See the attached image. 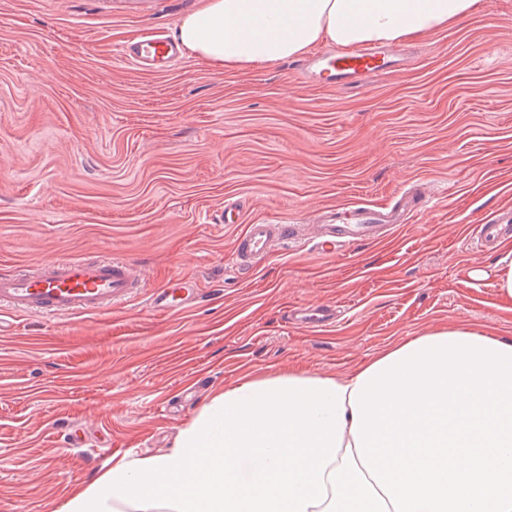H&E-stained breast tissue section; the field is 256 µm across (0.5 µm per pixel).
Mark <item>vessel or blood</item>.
Returning a JSON list of instances; mask_svg holds the SVG:
<instances>
[{
	"label": "vessel or blood",
	"instance_id": "obj_1",
	"mask_svg": "<svg viewBox=\"0 0 512 512\" xmlns=\"http://www.w3.org/2000/svg\"><path fill=\"white\" fill-rule=\"evenodd\" d=\"M179 53V43L162 35L128 43L121 49L127 60L157 67L169 66ZM404 63L402 53L384 46L354 51L336 48L300 64L298 73L304 80L330 87L363 86ZM407 212L402 204L390 209L353 210L350 223L315 225L312 246L326 257L342 255L352 244L378 239L386 227L405 223ZM304 230L301 224L249 225L236 242L232 262L237 270L250 271L275 249L301 242ZM141 286L137 268L124 259H55L34 272L0 273V303H7L19 314H96L132 298ZM199 298L194 280L173 277L148 294L147 306L153 313L173 315L186 311Z\"/></svg>",
	"mask_w": 512,
	"mask_h": 512
}]
</instances>
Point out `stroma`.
<instances>
[{"instance_id":"1","label":"stroma","mask_w":512,"mask_h":512,"mask_svg":"<svg viewBox=\"0 0 512 512\" xmlns=\"http://www.w3.org/2000/svg\"><path fill=\"white\" fill-rule=\"evenodd\" d=\"M204 5L0 0V272L126 257L146 289L191 276L204 293L175 315L141 295L90 316L0 306V512H58L108 455L168 451L247 377L342 373L460 319L512 338V300L468 277L501 255L475 246L478 225L512 211V0L402 43L406 70L362 87L303 83L292 59L218 69L187 53L149 71L120 55ZM416 182L429 207L378 241L232 263L247 225L373 208ZM228 202L238 223L219 220ZM321 304L331 325L292 320Z\"/></svg>"}]
</instances>
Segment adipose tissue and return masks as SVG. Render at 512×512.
I'll return each instance as SVG.
<instances>
[{
	"label": "adipose tissue",
	"mask_w": 512,
	"mask_h": 512,
	"mask_svg": "<svg viewBox=\"0 0 512 512\" xmlns=\"http://www.w3.org/2000/svg\"><path fill=\"white\" fill-rule=\"evenodd\" d=\"M476 0H207L179 42L218 69L356 49L446 28ZM365 370L291 369L214 394L150 456L115 455L59 512H394L362 467L350 394Z\"/></svg>",
	"instance_id": "obj_1"
}]
</instances>
